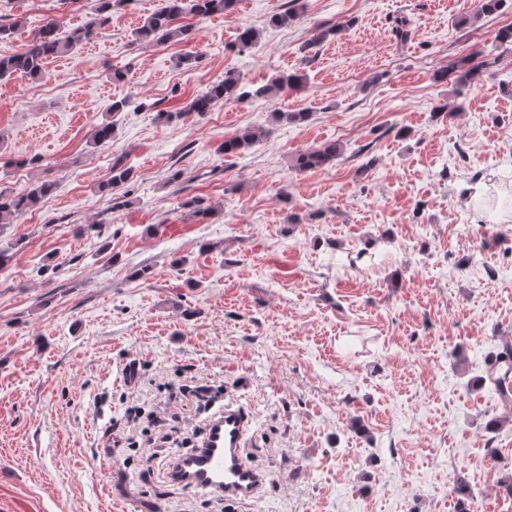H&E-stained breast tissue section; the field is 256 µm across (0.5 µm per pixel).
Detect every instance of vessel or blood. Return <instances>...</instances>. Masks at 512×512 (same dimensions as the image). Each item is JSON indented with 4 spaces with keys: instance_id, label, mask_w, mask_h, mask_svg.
I'll list each match as a JSON object with an SVG mask.
<instances>
[{
    "instance_id": "1",
    "label": "vessel or blood",
    "mask_w": 512,
    "mask_h": 512,
    "mask_svg": "<svg viewBox=\"0 0 512 512\" xmlns=\"http://www.w3.org/2000/svg\"><path fill=\"white\" fill-rule=\"evenodd\" d=\"M250 426L242 408L225 404L209 420L191 454L178 459L172 476L189 488L223 496L229 506L252 498L262 490L265 477L244 453Z\"/></svg>"
}]
</instances>
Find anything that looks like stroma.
Returning a JSON list of instances; mask_svg holds the SVG:
<instances>
[{"label":"stroma","instance_id":"1","mask_svg":"<svg viewBox=\"0 0 512 512\" xmlns=\"http://www.w3.org/2000/svg\"><path fill=\"white\" fill-rule=\"evenodd\" d=\"M286 2L189 11L191 36L160 44L133 32L164 0H127L44 78L0 81V189L56 184L0 226V512H222L148 445L100 462L128 409L189 382L254 417L266 484L234 512H512V404L482 380L512 344L495 207L512 197V0H298L272 24ZM97 7L0 0V21H24L0 56ZM464 63L471 86L440 79ZM228 71L249 91L302 82L187 112ZM246 130L248 151L220 154ZM327 142L332 165L293 168ZM118 159L131 180L101 191Z\"/></svg>","mask_w":512,"mask_h":512}]
</instances>
